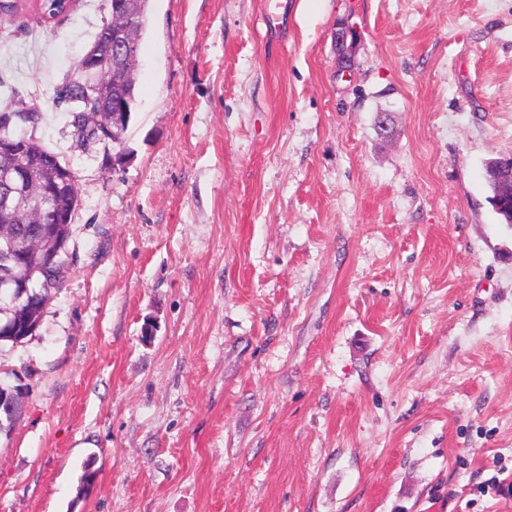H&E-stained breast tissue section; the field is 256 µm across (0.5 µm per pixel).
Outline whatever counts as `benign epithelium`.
<instances>
[{"label":"benign epithelium","instance_id":"obj_1","mask_svg":"<svg viewBox=\"0 0 512 512\" xmlns=\"http://www.w3.org/2000/svg\"><path fill=\"white\" fill-rule=\"evenodd\" d=\"M140 7L141 0H118L114 3L110 7L108 21L112 53L106 57L93 45L79 60L80 69L90 81L86 85L87 94L84 98L70 100V111L86 113L88 121L93 123L98 133L94 145L102 146L106 156L110 155L112 143L119 142V134L127 126L130 117V100L119 92L112 93V88L132 78L139 64L140 37L136 20ZM334 40L338 71L347 72L351 68L356 40L354 28L346 23L338 24ZM32 139L34 135L27 132L20 136L0 135V183L6 190L3 204L19 209L23 223L40 225L46 223L52 215L46 183L50 180L67 183L69 170L61 166L57 168L38 156L32 158L27 165H14L16 157L28 154ZM120 158L121 154L117 153L112 156V161L116 162ZM0 247L7 254L48 253L53 258L63 250L62 244L48 235L33 233L20 239L8 224L0 225ZM10 287L14 288L12 303L18 307L37 298L27 284L16 283V279L8 273L0 275V288Z\"/></svg>","mask_w":512,"mask_h":512}]
</instances>
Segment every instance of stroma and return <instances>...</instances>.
I'll return each mask as SVG.
<instances>
[{
	"label": "stroma",
	"mask_w": 512,
	"mask_h": 512,
	"mask_svg": "<svg viewBox=\"0 0 512 512\" xmlns=\"http://www.w3.org/2000/svg\"><path fill=\"white\" fill-rule=\"evenodd\" d=\"M274 10L151 0L114 170L58 98L104 0L0 20V106L81 195L0 344V512H512V0H288L275 39ZM334 40L337 54V71L347 72L351 68L353 45L356 40L354 28L346 23L338 24L334 32Z\"/></svg>",
	"instance_id": "35a3bbf8"
}]
</instances>
